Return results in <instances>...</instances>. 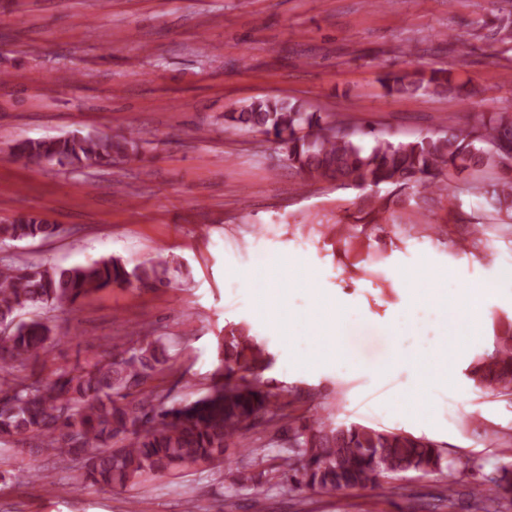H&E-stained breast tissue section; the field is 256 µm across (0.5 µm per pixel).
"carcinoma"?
<instances>
[{
  "instance_id": "1",
  "label": "carcinoma",
  "mask_w": 512,
  "mask_h": 512,
  "mask_svg": "<svg viewBox=\"0 0 512 512\" xmlns=\"http://www.w3.org/2000/svg\"><path fill=\"white\" fill-rule=\"evenodd\" d=\"M384 87L404 95L442 94L448 77H396ZM224 128L272 134L278 149L302 183L335 180L345 186L388 188L370 195L348 230L340 233L347 254L366 239L386 233L398 220L417 227L420 202L453 194L454 176L497 167L502 176L492 189L473 182L468 192L488 197L501 226L512 234V164L502 147L512 143V112L480 113L462 129L450 127L410 141H394L374 128H354L335 114L322 116L302 101L266 97L238 112L224 113ZM134 132L72 134L47 140H16L10 156L25 166L56 162L76 169L110 164L140 154ZM468 236L448 238L452 253L473 254L487 246L482 217L469 220ZM58 226L39 215L21 214L0 224V244L46 240ZM169 261L159 259L127 269L116 259L67 268L27 260L0 264V447L29 449L53 459L54 467L73 472L78 486L105 484L125 488L153 477L184 474L199 466L224 463V453L256 423L277 415L269 392L242 376L232 381L233 366L246 371L267 368L266 344L244 325L224 332L222 353L228 364L224 383L194 400L169 408L154 404L148 383L166 370L155 342L143 336L135 346L114 347L75 370L42 376L28 367L38 363L53 340L49 322L20 318L24 308L65 310L112 287L137 282L152 288L164 281ZM493 352L477 354L468 378L480 388L512 396V317L493 319ZM437 446L402 430H378L351 422L333 425L318 418L288 429V451L274 467L277 485L302 486L325 493L365 486L406 471L440 469ZM234 485L261 484L254 473L238 469Z\"/></svg>"
}]
</instances>
